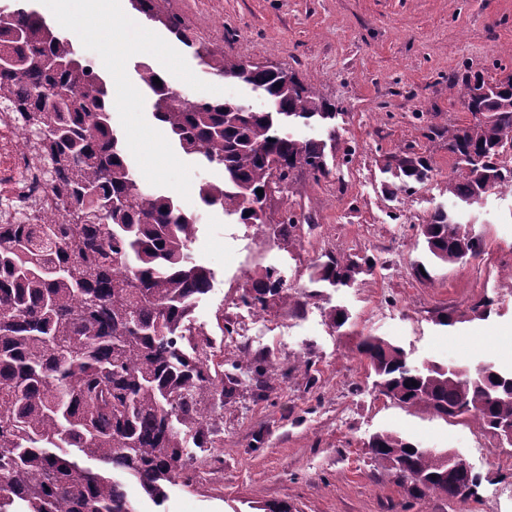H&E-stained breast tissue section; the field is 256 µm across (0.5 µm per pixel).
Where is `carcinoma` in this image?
<instances>
[{"instance_id":"carcinoma-1","label":"carcinoma","mask_w":512,"mask_h":512,"mask_svg":"<svg viewBox=\"0 0 512 512\" xmlns=\"http://www.w3.org/2000/svg\"><path fill=\"white\" fill-rule=\"evenodd\" d=\"M130 5L192 49L208 74L251 85L279 108L243 112L234 101L198 98L175 107L166 103L170 86L153 83L155 70L141 64L139 79L155 97L153 118L184 154L223 171L221 181L199 186L200 205L241 224H264L266 211L246 201L241 188L267 189L276 168L283 191L297 194L290 178L296 169L316 180L330 174L327 143L282 132L291 118L336 120L334 106L312 86L215 54L194 41L179 16L163 14L157 0ZM3 14L10 22L0 28V56L10 62L0 67V99L14 100L28 130L43 132L28 142L66 222L0 224V512H137L124 479L163 503L169 486L191 481L188 442L214 447L216 406L234 395L239 376L252 373L268 387L275 369L245 355L226 373L200 356L199 346L211 341L193 313L213 273L190 253L198 233L194 208L149 189L126 159L106 82L76 44L23 5L0 6ZM456 95L484 120L431 132L454 161L448 195L471 204L504 183L512 73L489 83L477 72ZM388 167L404 193L433 175L430 159L410 144L390 155ZM418 231L445 263L481 251L451 212H435ZM314 268L315 281L336 288L353 284L372 262L328 252ZM284 297L273 269L249 277L242 294L262 312ZM357 352L376 377L375 389L400 406L444 421L468 418L490 434L512 420V372L420 369L401 347L376 336L361 337ZM368 447L411 495L468 499L464 475L448 472V453L389 431Z\"/></svg>"}]
</instances>
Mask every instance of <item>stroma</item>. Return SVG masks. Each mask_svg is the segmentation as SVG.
Wrapping results in <instances>:
<instances>
[{
	"instance_id": "obj_1",
	"label": "stroma",
	"mask_w": 512,
	"mask_h": 512,
	"mask_svg": "<svg viewBox=\"0 0 512 512\" xmlns=\"http://www.w3.org/2000/svg\"><path fill=\"white\" fill-rule=\"evenodd\" d=\"M159 7L225 58L277 65L311 84L336 107L337 138L330 175L316 181L295 172L299 194L268 201L266 223L197 208L190 251L213 280L194 319L218 359H267L276 380L263 389L242 377L218 411L219 446L193 451L191 486L171 487L157 505L128 481L140 512H253L282 500L293 512H512V479L491 461L496 454L512 464V455L497 454L472 420L447 422L391 403L356 351L359 337L373 335L419 367L512 368V280L502 273L512 259V187L459 210L482 252L431 265L427 280L414 275L415 264L430 260L424 240L403 220L410 208L424 222L456 208L446 189L453 161L428 127L469 123L451 90L468 70L497 79L512 71V0H160ZM409 143L429 156L434 175L412 193L388 196L385 158ZM287 211L302 224L289 243L271 230ZM329 250L370 256L374 268L349 288L311 287L310 266ZM267 267L284 276L288 296L255 315L240 296ZM308 290L313 298L295 309L294 297ZM486 296L497 300L492 313L473 318L471 307ZM337 307L350 316L341 328L329 319ZM442 312L454 326L438 325ZM226 321L248 323V335L224 334ZM303 354L312 362L307 372L294 367ZM385 430L456 454L481 477L476 497L410 498L367 448Z\"/></svg>"
}]
</instances>
